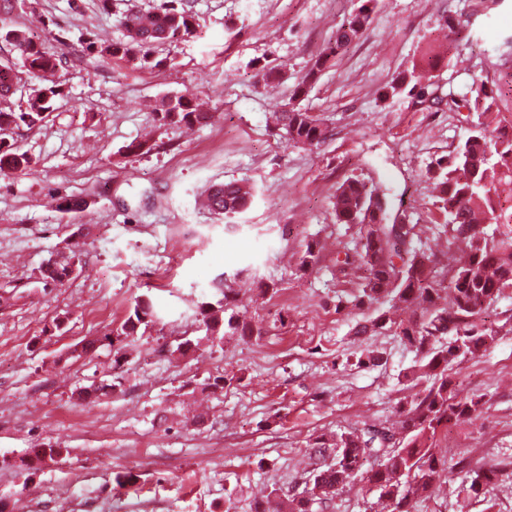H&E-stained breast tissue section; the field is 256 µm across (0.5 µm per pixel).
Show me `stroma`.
<instances>
[{"label": "stroma", "instance_id": "stroma-1", "mask_svg": "<svg viewBox=\"0 0 512 512\" xmlns=\"http://www.w3.org/2000/svg\"><path fill=\"white\" fill-rule=\"evenodd\" d=\"M358 4L194 0L196 37L156 52L169 67L86 55L80 30L120 38L127 0H112L108 15L96 0L77 11L67 0H15L0 11L67 60L46 124L16 134L32 171L0 176V512H248L264 487L300 488L317 437L390 426L422 392L420 357L400 337L352 334L371 311L351 303L362 273L344 260L360 248L358 228L337 223L331 195L345 177L372 178L422 247L443 240L425 171L477 115L431 99H464L477 73L492 88L512 76V0H376L363 35L303 102L328 117L330 137L288 146L271 116ZM452 24L467 38L449 51ZM261 65L284 68L276 94L258 86ZM402 72L431 74L427 101L408 88L388 94ZM168 93L200 94L212 125H160L151 106ZM148 134L152 152L127 153ZM231 180L256 188L232 226L200 204L210 183ZM72 198L85 208H63ZM80 229L74 275L45 283L42 269L70 260ZM315 240L321 260L302 269ZM224 273L245 288L241 314L261 338L172 354L176 340L199 338L196 305ZM262 282L273 292L259 295ZM141 295L156 319L115 367L107 336ZM484 318L496 342L448 372L460 395L484 404L437 445L501 474L474 494L450 471L425 512H512V291ZM371 351L379 363L365 362ZM116 379L112 396L79 400L80 388ZM48 446L62 455L22 466ZM129 471L136 484L118 485Z\"/></svg>", "mask_w": 512, "mask_h": 512}]
</instances>
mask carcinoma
<instances>
[{"label":"carcinoma","mask_w":512,"mask_h":512,"mask_svg":"<svg viewBox=\"0 0 512 512\" xmlns=\"http://www.w3.org/2000/svg\"><path fill=\"white\" fill-rule=\"evenodd\" d=\"M373 0L361 5L337 29L326 48L296 82L288 104L274 113L275 129L288 143L311 147L329 135L324 118L300 107L317 84L322 72L364 32L370 21ZM123 37L100 41L92 31L82 34L85 49L115 60L149 62L151 51L175 39L189 41L199 27V16L181 0H166L160 10L134 6L121 20ZM0 40L17 54V61L0 60V174L32 170L31 158L15 141L14 131L42 127L57 98L64 95L59 74L63 57L50 53L32 41L25 31L0 28ZM42 80L32 90L25 108L9 105L18 86L16 62ZM255 78L263 88L275 89L283 74L275 67L261 66ZM474 111L478 121L471 124L455 150L438 158L427 169L437 181L435 205L443 218L448 244L464 243L463 255L448 281L438 279L435 254L410 248L417 237L416 225L399 224L393 216L388 193L370 178L349 176L334 189L336 221L359 226L361 252L358 268L363 284L353 297L356 306L402 305L411 311L399 321L382 311L359 323L355 335L392 331L422 355L419 370L427 381L419 397L400 408L402 437L375 426L345 431L334 439H319L313 446L308 495H291L279 488L249 503L250 512H325L336 493L358 480H365L379 492L386 512H420L441 486L452 467L462 473V482L476 493L495 475L492 469L471 465L461 457L448 465V457L433 443L437 431L456 425L478 410L480 401L461 397L448 388V369L459 360L473 357L496 340L497 332L481 322V315L505 290L512 288V210L495 205L498 189L512 182V138L494 122L495 97L485 84L475 88ZM163 125L198 126L210 124L213 115L196 100L182 95H165L155 108ZM206 209L232 223L246 211L254 198V187L237 181L219 182L204 190ZM496 228L487 232L485 225ZM219 298L197 306L206 336L223 341L226 336H261L235 315H226L239 292L219 278L213 283ZM154 307L146 295L137 297L127 318L112 331V342L122 343L137 335L142 326L154 322Z\"/></svg>","instance_id":"1"}]
</instances>
